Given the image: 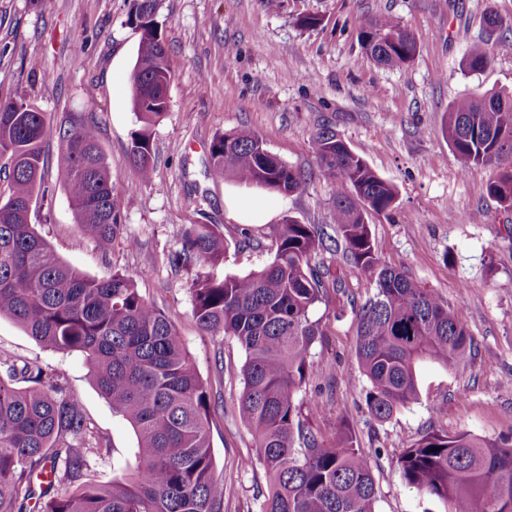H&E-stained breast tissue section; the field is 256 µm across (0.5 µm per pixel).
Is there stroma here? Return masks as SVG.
I'll use <instances>...</instances> for the list:
<instances>
[{
	"instance_id": "1",
	"label": "stroma",
	"mask_w": 512,
	"mask_h": 512,
	"mask_svg": "<svg viewBox=\"0 0 512 512\" xmlns=\"http://www.w3.org/2000/svg\"><path fill=\"white\" fill-rule=\"evenodd\" d=\"M130 7V0H0V100L26 99L57 127L94 114L121 217L109 254L79 235L54 144L46 168L52 205L47 212L33 207L36 231L87 275H131L140 294L166 313L211 389L224 512H262L267 479L238 416L245 351L232 337L198 328L190 293L198 269H173L168 257L192 224L222 228L226 254L212 269L217 277L269 263L270 226L284 217L335 235L337 185L311 149L318 128L335 129L398 189L394 211L366 216L381 261L461 312L477 349L455 372L420 364L417 399L375 420L365 409L368 381L358 368L350 305L372 296L375 285L342 253L324 251L315 262L328 266L343 290L329 292L312 311L323 335L309 351L312 373L297 400L314 407L308 424L319 437L331 439L349 425L371 455L375 512H444L404 481V450L431 431L512 438V210L487 192L493 168L462 173L442 129L455 100L512 91V0H159L172 72L169 107L154 129L153 180L134 191L127 149L138 128L130 77L140 33L128 22ZM491 13L500 27L487 26ZM305 16L317 17L318 25L301 26ZM384 16L415 39L406 68L374 63L358 41L363 24ZM480 41L490 47V61L472 71L462 61ZM239 130L258 133L271 153L308 174L300 191L276 195L272 223L239 224L229 203H254L264 191L210 176L213 137ZM129 236L138 248H127ZM0 359L39 365L77 395L93 443L83 480H111L136 438L92 383L83 355L45 347L1 318Z\"/></svg>"
}]
</instances>
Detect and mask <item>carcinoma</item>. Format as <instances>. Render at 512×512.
<instances>
[{"instance_id": "obj_1", "label": "carcinoma", "mask_w": 512, "mask_h": 512, "mask_svg": "<svg viewBox=\"0 0 512 512\" xmlns=\"http://www.w3.org/2000/svg\"><path fill=\"white\" fill-rule=\"evenodd\" d=\"M158 0H133L128 20L140 33L131 75L139 128L128 147L136 173L132 188L152 181L153 127L168 109L172 75L155 22ZM359 40L375 63L404 68L416 43L391 17L364 24ZM490 54L470 47L465 66L477 70ZM147 64L150 69L143 70ZM461 171L490 166L487 191L512 209V94L462 97L443 125ZM60 142L57 166L81 237L103 253L121 228L98 122L82 116L57 128L23 98L0 100V155L6 191L0 195V318L16 322L36 342L86 360L89 376L112 410L130 423L136 448L112 481L81 482L88 427L80 400L46 384L36 365L0 362V512H224V480L217 474L207 384L174 325L146 300L129 275L93 278L66 264L31 222L33 202L52 201L45 182L46 147ZM320 168L350 194H336L333 221L344 254L375 282L355 305L356 355L369 381L367 412L390 418L418 396L416 366L429 359L450 371L466 366L474 341L463 315L437 294L380 263L365 213L392 211L397 188L337 140L328 126L312 138ZM250 130L222 133L210 144V176L288 195L306 175L266 155ZM276 250L245 276L193 280V316L212 335L244 348L239 417L255 440L268 493L263 512H375L371 458L355 434L341 428L324 440L307 425L296 401L306 382L309 350L323 335L312 319L328 285L329 269L312 264L328 249L323 228L293 217L272 227ZM218 224H192L170 264L216 266L224 261ZM398 464L406 483L444 503L446 512H512V443L467 432L428 433L404 450ZM45 488L35 492L34 481Z\"/></svg>"}]
</instances>
